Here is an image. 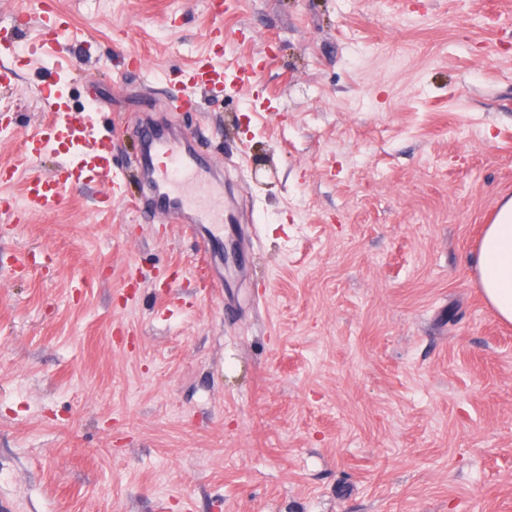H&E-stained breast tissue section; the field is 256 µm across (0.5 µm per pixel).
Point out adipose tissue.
<instances>
[{
    "instance_id": "ef3b65f1",
    "label": "adipose tissue",
    "mask_w": 512,
    "mask_h": 512,
    "mask_svg": "<svg viewBox=\"0 0 512 512\" xmlns=\"http://www.w3.org/2000/svg\"><path fill=\"white\" fill-rule=\"evenodd\" d=\"M484 298L502 321L512 322V198L485 228L476 261Z\"/></svg>"
}]
</instances>
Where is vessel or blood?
<instances>
[{"label": "vessel or blood", "mask_w": 512, "mask_h": 512, "mask_svg": "<svg viewBox=\"0 0 512 512\" xmlns=\"http://www.w3.org/2000/svg\"><path fill=\"white\" fill-rule=\"evenodd\" d=\"M226 78L223 67L204 63L189 76L191 84L220 87ZM143 150L137 164L144 193L137 204L140 215L162 210L177 223L200 232L206 245L224 243L230 217L224 214V179L208 171L199 154L178 137L159 135L151 126L140 129ZM67 142L71 153L59 161L55 173L32 174L25 186V212L58 208L65 188L86 179L107 183L111 196H119L120 185L112 178L111 146L106 136L96 135L90 117L55 111L46 127L28 133L23 146L25 161L37 162L54 142Z\"/></svg>", "instance_id": "obj_1"}]
</instances>
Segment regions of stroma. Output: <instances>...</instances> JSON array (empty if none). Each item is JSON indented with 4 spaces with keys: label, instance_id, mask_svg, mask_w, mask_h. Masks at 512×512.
<instances>
[{
    "label": "stroma",
    "instance_id": "obj_1",
    "mask_svg": "<svg viewBox=\"0 0 512 512\" xmlns=\"http://www.w3.org/2000/svg\"><path fill=\"white\" fill-rule=\"evenodd\" d=\"M2 27L0 170L58 89L127 194L30 217L0 181L8 512H512V324L474 267L512 196V0H0ZM201 56L259 80L178 107ZM147 123L223 171L229 287L133 208Z\"/></svg>",
    "mask_w": 512,
    "mask_h": 512
}]
</instances>
